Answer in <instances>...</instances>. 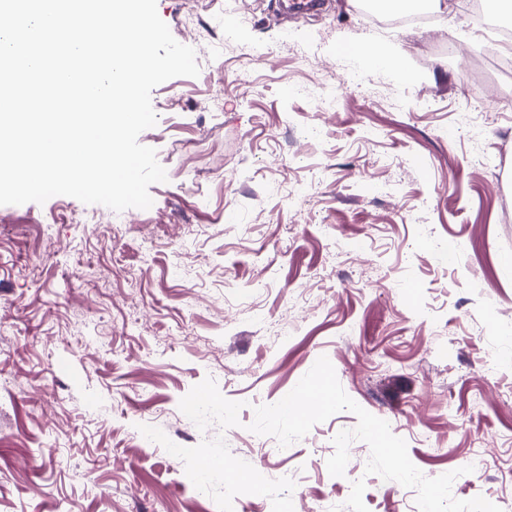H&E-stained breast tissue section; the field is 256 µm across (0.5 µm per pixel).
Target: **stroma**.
Instances as JSON below:
<instances>
[{"label": "stroma", "mask_w": 512, "mask_h": 512, "mask_svg": "<svg viewBox=\"0 0 512 512\" xmlns=\"http://www.w3.org/2000/svg\"><path fill=\"white\" fill-rule=\"evenodd\" d=\"M446 2L401 30L157 0L200 73L151 93L152 206L0 205V512H419L363 441L330 475L351 412L250 431L323 355L425 476L512 512V78L489 103L449 62L483 42ZM370 44L398 68L344 84Z\"/></svg>", "instance_id": "obj_1"}]
</instances>
